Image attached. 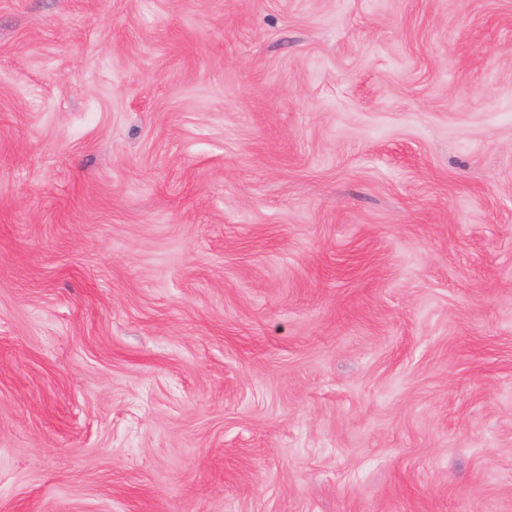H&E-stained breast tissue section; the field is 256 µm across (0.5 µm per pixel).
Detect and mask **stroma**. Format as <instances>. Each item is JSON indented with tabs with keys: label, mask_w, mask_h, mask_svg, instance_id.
<instances>
[{
	"label": "stroma",
	"mask_w": 512,
	"mask_h": 512,
	"mask_svg": "<svg viewBox=\"0 0 512 512\" xmlns=\"http://www.w3.org/2000/svg\"><path fill=\"white\" fill-rule=\"evenodd\" d=\"M0 512H512V0H0Z\"/></svg>",
	"instance_id": "35a3bbf8"
}]
</instances>
